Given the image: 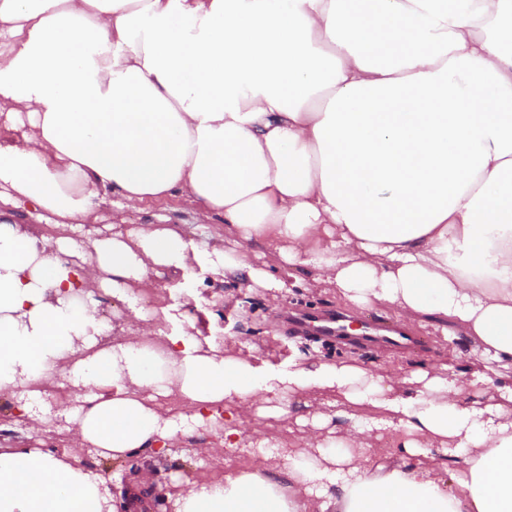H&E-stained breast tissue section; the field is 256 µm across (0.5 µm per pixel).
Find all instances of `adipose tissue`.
I'll return each mask as SVG.
<instances>
[{
	"mask_svg": "<svg viewBox=\"0 0 512 512\" xmlns=\"http://www.w3.org/2000/svg\"><path fill=\"white\" fill-rule=\"evenodd\" d=\"M0 392L39 434L58 416L121 459L205 429L239 447L245 417L297 395L353 408L340 438L315 414L271 448L190 482L175 512H512V0H0ZM189 193L229 238L168 227L80 240L98 199ZM264 250H255V243ZM307 269L356 306L435 321L483 362L470 402L446 366L346 361L273 368L221 352L142 293L165 271L247 279ZM132 315L106 346L92 288ZM70 389L44 403L36 386ZM391 429L383 458L370 439ZM215 446V447H216ZM41 448L0 452V512H113L112 486Z\"/></svg>",
	"mask_w": 512,
	"mask_h": 512,
	"instance_id": "ef3b65f1",
	"label": "adipose tissue"
}]
</instances>
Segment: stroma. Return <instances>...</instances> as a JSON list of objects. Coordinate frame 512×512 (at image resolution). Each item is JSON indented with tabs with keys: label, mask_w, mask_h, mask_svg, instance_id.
Masks as SVG:
<instances>
[{
	"label": "stroma",
	"mask_w": 512,
	"mask_h": 512,
	"mask_svg": "<svg viewBox=\"0 0 512 512\" xmlns=\"http://www.w3.org/2000/svg\"><path fill=\"white\" fill-rule=\"evenodd\" d=\"M99 215L98 227L106 234L115 228L124 231L140 225L168 224L176 227L186 239L200 244L208 238L227 233L223 218L208 214L197 201L182 193L124 209L114 207L111 196L107 195L99 203ZM286 282V290L274 297L248 280H211L195 288L194 296L190 297L186 294L190 288L188 281L181 274L170 273L162 279L160 288L143 296L142 305L150 310L180 303L182 312L194 321L201 337L215 339L219 344L233 348L240 356L275 367L285 366L291 360L313 363L347 359L373 370L392 366L396 378L401 379L416 369L444 364L448 367L449 377L463 386L465 396L476 399L477 392L468 387L467 381L472 373L480 370L481 363L465 339L447 340L439 326L430 322L414 325V332L425 337L427 345L412 351H393L383 346L355 349L309 335H293L288 331V318L296 313L318 316L339 310L356 321L366 315L392 318L396 312L383 304L362 310L344 305L310 273L298 272L297 276L287 277ZM330 399L327 393L315 401L294 399V420L271 429L262 423L251 424L249 442L236 450L219 453L217 458L203 466L198 465L195 451L206 445L211 436L202 429L177 442L167 455L158 457L145 449L121 461H112L90 449L75 447L73 432L62 421L54 422L48 431L41 434L40 440L43 449L77 460L86 470L104 478L117 472L129 475L141 468H150L156 491L144 512H173L169 494L175 482L203 480L247 466L252 460L254 443L264 438L274 436L288 444L295 442L298 435L296 417L310 416L318 403Z\"/></svg>",
	"instance_id": "obj_1"
}]
</instances>
